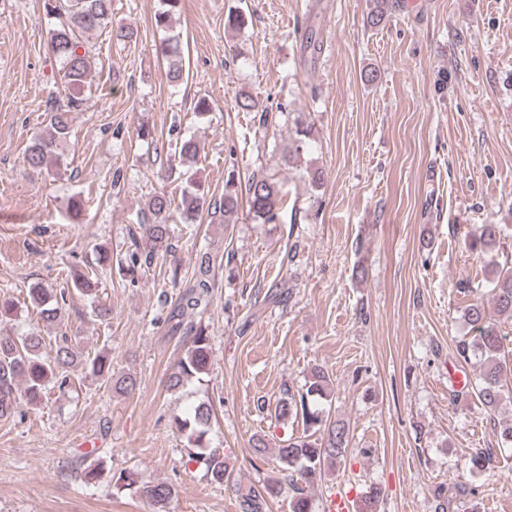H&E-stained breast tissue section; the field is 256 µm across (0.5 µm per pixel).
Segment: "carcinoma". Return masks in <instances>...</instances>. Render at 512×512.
I'll return each mask as SVG.
<instances>
[{"mask_svg": "<svg viewBox=\"0 0 512 512\" xmlns=\"http://www.w3.org/2000/svg\"><path fill=\"white\" fill-rule=\"evenodd\" d=\"M64 2V16L52 30L50 46L61 65L65 100H55L49 106L50 122L27 150L26 160L33 168H43L50 159L56 157L59 146L67 141L70 133L69 114L81 110L86 103L85 91L89 89L88 60L86 53L82 52L84 46L78 33L108 28L112 39L123 43L131 41L134 35L129 27L112 22V0ZM179 3L180 0H164V8L155 16L158 27H169ZM388 12L389 0H374L366 16L367 24H381L388 17ZM160 53L168 63L166 77L169 82H180L184 74V49L180 38L170 36L165 39L161 43ZM237 106L244 112L258 113V124L263 126L267 122V109L253 96L241 95ZM245 192L249 211L264 222L276 218L286 197L279 182L264 176L249 178ZM238 205L234 178L230 177L224 185V195L220 198L208 196L201 186L195 185L182 194L178 209L180 217L188 223L205 213H219L228 218L237 211ZM171 206V199L164 192L151 198L149 211L152 219L140 225L139 231L132 235L130 250L124 261L118 264L119 274L130 282L138 281L158 256L169 250L167 221L171 216ZM504 233L505 227L501 224L479 225L471 232L473 250L480 255L484 254L485 247L495 243ZM213 262L211 252L199 253V276L185 286L171 318L185 314L201 317L208 311L212 288L208 276ZM487 295L492 308H487L484 298L480 296L465 309V317L474 336L470 341L459 342L458 354L466 362L473 358L478 361L481 371L472 391L487 411L494 412L502 401L512 403V388H505L507 379L512 378V340L499 333L495 320L497 316L512 317V266L494 272L492 288L488 289ZM29 300L44 322L52 324L61 320L66 305L65 295H58L51 288L36 286L30 289ZM187 333L191 337L185 353L167 377V388L170 391L180 390L194 381L201 382L209 372L211 344L206 328L192 324L187 327ZM77 367L100 378L116 393L132 395L139 388L137 378L131 374L113 377L112 359L104 351L91 359L80 361L65 337L56 344L55 353L49 354L43 351V337L33 333L16 337L0 336V417L14 413L18 391H23L27 403L39 404L49 385L56 384L60 389L68 386ZM20 381L23 382L21 388L18 387ZM331 391L330 376L316 367L310 372L306 392L298 399L286 393L275 408L278 419L284 421L292 415H300L305 425L303 435L288 437L277 449L279 462L289 470V484L298 490L290 502L291 512H312L311 498L304 493V487L317 483L322 471L341 461L349 446V424L339 419L328 420L323 411L313 405V399H326ZM213 417V406L206 402L194 407L184 417H175L176 429L186 436L190 460L204 465L211 481L233 484L243 512H263L267 498L282 492L281 482L276 480L246 488L232 483L233 470L230 469L224 450L208 445L207 436ZM137 491L158 510L165 507L174 495L173 487L165 482L137 487ZM466 494L467 490L463 486H438L434 491V512H458V500Z\"/></svg>", "mask_w": 512, "mask_h": 512, "instance_id": "cac0c4a2", "label": "carcinoma"}]
</instances>
